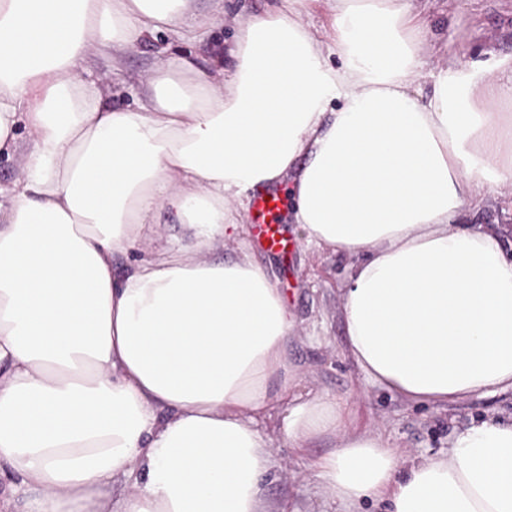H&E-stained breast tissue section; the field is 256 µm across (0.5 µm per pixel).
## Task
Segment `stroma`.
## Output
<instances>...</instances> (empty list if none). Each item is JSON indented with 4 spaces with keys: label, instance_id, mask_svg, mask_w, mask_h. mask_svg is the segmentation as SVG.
I'll use <instances>...</instances> for the list:
<instances>
[{
    "label": "stroma",
    "instance_id": "obj_1",
    "mask_svg": "<svg viewBox=\"0 0 512 512\" xmlns=\"http://www.w3.org/2000/svg\"><path fill=\"white\" fill-rule=\"evenodd\" d=\"M420 8L448 55L466 52L471 60L493 61L512 56V0H422ZM231 29L210 28L189 49L204 71L217 68L226 57ZM168 34L130 49L120 64L94 56L84 75L111 82L117 107L134 105L137 76L146 74L162 49L173 48ZM245 237L253 245L255 261L277 281L289 301L301 336L288 346L289 355L306 374V387L351 401L346 421L357 430L378 429L389 436L403 460L447 454L454 427L487 414L512 421V394L471 397L444 409L412 406L368 384L350 361L340 314L338 288L349 274V260L319 252L294 238L287 252H271L260 242L255 220L245 219ZM329 441L317 440L303 450L277 440L273 453L279 467L262 484L264 496L287 503L290 512H335L329 493L314 483L310 463L327 452Z\"/></svg>",
    "mask_w": 512,
    "mask_h": 512
}]
</instances>
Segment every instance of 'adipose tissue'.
Here are the masks:
<instances>
[{
  "mask_svg": "<svg viewBox=\"0 0 512 512\" xmlns=\"http://www.w3.org/2000/svg\"><path fill=\"white\" fill-rule=\"evenodd\" d=\"M214 2L231 67L163 57L117 108L85 59L197 41L192 0H0V157L22 161L0 186V467L32 512H285L261 489L274 435L328 438L310 470L342 512H512V422L406 463L302 391L296 321L240 238L256 193L287 186L303 241L351 262L340 308L369 384L434 408L512 392V251L466 221L512 187V58L447 60L424 93L415 0H325L323 35L312 0ZM162 210L192 247L115 273ZM221 239L236 259H209Z\"/></svg>",
  "mask_w": 512,
  "mask_h": 512,
  "instance_id": "ef3b65f1",
  "label": "adipose tissue"
}]
</instances>
